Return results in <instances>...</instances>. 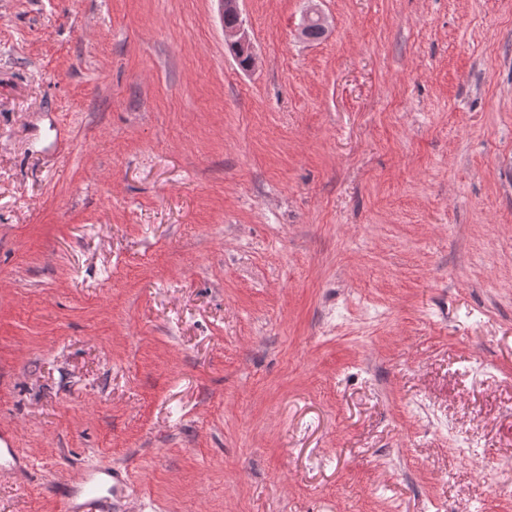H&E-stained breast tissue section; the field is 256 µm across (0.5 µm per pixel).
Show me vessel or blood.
I'll return each mask as SVG.
<instances>
[{
    "label": "vessel or blood",
    "mask_w": 512,
    "mask_h": 512,
    "mask_svg": "<svg viewBox=\"0 0 512 512\" xmlns=\"http://www.w3.org/2000/svg\"><path fill=\"white\" fill-rule=\"evenodd\" d=\"M26 468L8 439L0 436V469L19 474ZM130 488L127 471L90 465L77 479L57 485L55 493L63 504V512H112L114 502L125 498Z\"/></svg>",
    "instance_id": "vessel-or-blood-1"
}]
</instances>
